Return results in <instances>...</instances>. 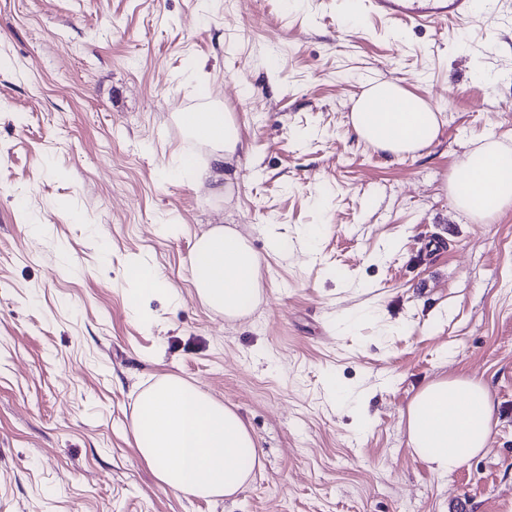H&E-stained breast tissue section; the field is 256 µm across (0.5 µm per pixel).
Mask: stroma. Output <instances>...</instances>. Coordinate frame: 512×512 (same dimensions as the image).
<instances>
[{
	"instance_id": "stroma-1",
	"label": "stroma",
	"mask_w": 512,
	"mask_h": 512,
	"mask_svg": "<svg viewBox=\"0 0 512 512\" xmlns=\"http://www.w3.org/2000/svg\"><path fill=\"white\" fill-rule=\"evenodd\" d=\"M370 78L441 112L431 146L358 139ZM215 103L247 154L197 187L170 173L179 117ZM490 139L512 147V0L420 28L351 0H0V512H512V207L481 224L446 191ZM210 224L262 257L238 320L190 280ZM141 259L163 290L125 281ZM167 374L257 440L234 501L165 489L138 453L136 397ZM439 378L497 404L446 475L406 433Z\"/></svg>"
}]
</instances>
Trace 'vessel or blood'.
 <instances>
[{
	"label": "vessel or blood",
	"instance_id": "vessel-or-blood-1",
	"mask_svg": "<svg viewBox=\"0 0 512 512\" xmlns=\"http://www.w3.org/2000/svg\"><path fill=\"white\" fill-rule=\"evenodd\" d=\"M366 6L391 22L409 20L429 25L452 18L464 24L475 15L477 0H366Z\"/></svg>",
	"mask_w": 512,
	"mask_h": 512
}]
</instances>
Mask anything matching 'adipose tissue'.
<instances>
[{
    "label": "adipose tissue",
    "mask_w": 512,
    "mask_h": 512,
    "mask_svg": "<svg viewBox=\"0 0 512 512\" xmlns=\"http://www.w3.org/2000/svg\"><path fill=\"white\" fill-rule=\"evenodd\" d=\"M357 137L374 149L417 153L438 137L440 115L423 99L389 81L370 82L351 114ZM209 149L203 165L187 153L192 183L231 182L235 159L246 148L234 132L231 113L215 125L191 131ZM453 205L485 223L512 206V150L490 141L465 155L448 179ZM261 259L236 230L214 224L195 239L190 271L197 298L228 318L246 315L261 295ZM495 405L488 388L467 378L438 379L412 398L409 442L416 455L448 474L481 452L490 437ZM135 446L163 487L206 500L233 498L251 480L259 448L242 417L192 383L165 375L137 400Z\"/></svg>",
    "instance_id": "adipose-tissue-1"
}]
</instances>
